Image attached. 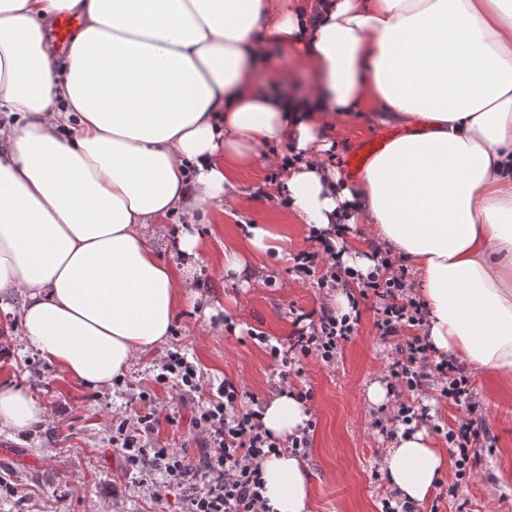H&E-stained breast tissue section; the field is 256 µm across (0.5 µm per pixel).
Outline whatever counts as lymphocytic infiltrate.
<instances>
[{
	"label": "lymphocytic infiltrate",
	"instance_id": "f902f5d3",
	"mask_svg": "<svg viewBox=\"0 0 512 512\" xmlns=\"http://www.w3.org/2000/svg\"><path fill=\"white\" fill-rule=\"evenodd\" d=\"M310 238L315 241L316 249L294 255L296 272L302 279H315L319 288L331 292L349 288L354 281L361 290L372 291L381 302L376 322L380 337L400 340L398 358L391 368L398 385L414 392L422 390L426 382H433L449 404L465 407L470 412L469 420L444 434L448 444L458 450L454 461L456 475L464 477L474 466L470 448L489 441L490 435L483 423L473 416L475 405L464 367L445 360L430 361L421 334L427 311L423 303L412 296L406 270L393 269L388 259L383 258L367 276L356 278L349 269L338 265L335 246L324 233L311 231ZM357 323V317L339 314L329 306L322 307L310 331L297 333L294 346L299 350L298 356L284 357L278 348L271 347V357L278 359L283 367L280 379H287L288 369L300 364L303 358L336 356L341 342L355 333ZM155 381L160 385L176 382L180 398L199 396L203 399L190 419L191 428L204 448L199 461H191L172 448L157 449L154 455L172 481L189 485L191 492L185 512H269L260 493L262 460L266 454L282 448L306 454L316 428L315 421H308L301 434L284 440L274 438L256 420L249 406L250 392L228 381L216 387L205 383L196 366L178 352L164 357ZM158 424L159 415L153 409L138 415L135 421H120L112 436V445L122 451L130 466H139L147 452L144 437L154 433Z\"/></svg>",
	"mask_w": 512,
	"mask_h": 512
}]
</instances>
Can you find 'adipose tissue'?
<instances>
[{
	"mask_svg": "<svg viewBox=\"0 0 512 512\" xmlns=\"http://www.w3.org/2000/svg\"><path fill=\"white\" fill-rule=\"evenodd\" d=\"M63 15L79 24L57 54ZM267 44L306 57L318 102L253 92ZM363 112L398 132L349 181L322 159L326 132ZM284 141L274 190L298 223L372 225L420 275L433 352L512 392V0H0V307L22 296L49 363L111 384L170 336L207 205L239 212L226 277L285 257L286 235L248 222L236 191ZM176 217L170 263L153 242ZM257 412L281 439L311 417L286 386ZM45 416L0 387V432ZM383 464L419 505L448 457L427 428L401 427ZM261 472L271 512H310L304 460L272 454Z\"/></svg>",
	"mask_w": 512,
	"mask_h": 512,
	"instance_id": "adipose-tissue-1",
	"label": "adipose tissue"
}]
</instances>
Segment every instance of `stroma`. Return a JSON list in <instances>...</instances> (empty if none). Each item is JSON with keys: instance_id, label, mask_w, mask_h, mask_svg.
<instances>
[{"instance_id": "35a3bbf8", "label": "stroma", "mask_w": 512, "mask_h": 512, "mask_svg": "<svg viewBox=\"0 0 512 512\" xmlns=\"http://www.w3.org/2000/svg\"><path fill=\"white\" fill-rule=\"evenodd\" d=\"M267 58L266 66L254 74L257 92L319 97L320 88L302 55L271 48ZM392 133V128L367 118L337 121L330 133L336 148L324 158L347 171L350 155L362 142L383 141ZM277 170V165L257 160L239 177L238 189L250 195L249 218L255 223L286 221L281 200L264 189ZM231 225L225 215L197 225L201 250L196 295L177 311L166 343L137 359L121 375L119 386L93 388L69 379L28 343L20 298L0 308V386L22 388L47 409L46 420L25 432H0V512H183L187 486L167 483L163 470L151 465L129 467L124 454L112 446L113 421L143 412L139 395L151 388L160 414L153 446L184 450L193 461L200 456L189 428L195 405L180 400L178 388L154 384L156 359L169 349L186 353L206 381L228 380L263 400L277 367L267 348L253 342L252 333H264L272 344L287 348L295 316L317 319L321 305L333 302L315 281L300 279L292 269V254L314 248L302 226L288 233L287 260L272 267L252 265L246 283L230 282L224 276V242ZM228 308L235 313L230 330L224 325ZM358 309L357 331L339 353L327 361L313 355L303 359V373L293 382L294 388L313 393L309 407L316 428L306 458L312 512H381L383 498L391 493L379 472L391 440L372 426L378 407L369 400L368 389L388 382L394 345L378 336L375 297L359 296ZM469 385L492 445L476 449V465L463 482L446 472L421 512H512V397L492 394L476 375ZM401 398L427 407L426 427L435 430L437 445L446 447L442 431L456 427L460 410L433 389L405 390ZM452 485L458 491L451 497L447 490Z\"/></svg>"}]
</instances>
